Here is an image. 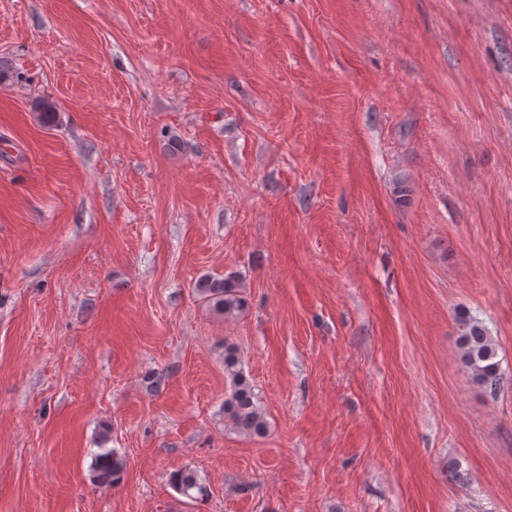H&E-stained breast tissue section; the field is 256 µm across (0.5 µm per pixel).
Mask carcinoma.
I'll return each mask as SVG.
<instances>
[{
    "label": "carcinoma",
    "mask_w": 512,
    "mask_h": 512,
    "mask_svg": "<svg viewBox=\"0 0 512 512\" xmlns=\"http://www.w3.org/2000/svg\"><path fill=\"white\" fill-rule=\"evenodd\" d=\"M195 288L204 301L226 317L240 314L247 306L239 286L227 279L203 276ZM458 343L461 361L472 380L486 389H496L499 384V362L496 361L495 342L486 328L473 318L461 319ZM224 374L232 383V392L224 400V413L229 415L239 432L252 436L265 435L268 423L255 403V393L244 374L241 355L232 345L224 346ZM125 467V458L115 449L95 454L91 465L93 478L108 486L120 481ZM172 483L177 491L187 497L193 491L200 496L207 493L206 486L190 470L173 474Z\"/></svg>",
    "instance_id": "1"
}]
</instances>
